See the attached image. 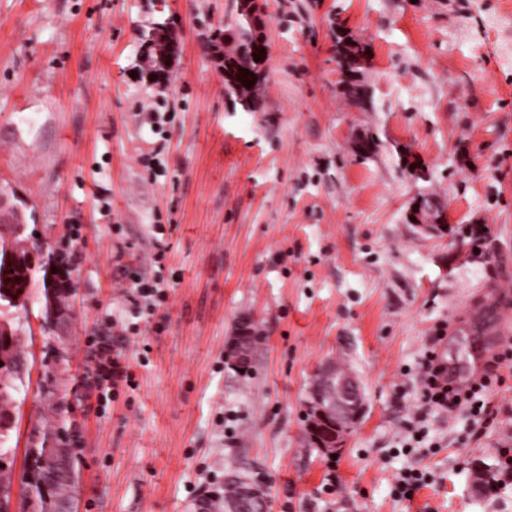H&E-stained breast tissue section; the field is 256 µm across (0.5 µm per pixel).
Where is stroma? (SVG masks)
<instances>
[{
    "label": "stroma",
    "mask_w": 512,
    "mask_h": 512,
    "mask_svg": "<svg viewBox=\"0 0 512 512\" xmlns=\"http://www.w3.org/2000/svg\"><path fill=\"white\" fill-rule=\"evenodd\" d=\"M233 2L0 0V195L34 272L24 305L0 306L22 358L14 472L50 424L79 432L75 512H195L229 472L262 478L270 512H512V481L473 487L474 464L512 448V367L490 365L512 347V0H262L259 112L233 110L214 54ZM158 22L178 42L164 85L138 72ZM341 34L371 49L364 110L343 89ZM421 196L447 233L410 224ZM57 260L59 328L44 321ZM121 260L167 298L160 331L113 328L135 385L100 397L86 341L126 306ZM246 316L245 373L224 351ZM467 345L486 349L484 415L426 411L425 351L453 369ZM328 361L364 397L333 456L305 436ZM412 418L424 442L404 455ZM408 466L431 474L410 500L392 492Z\"/></svg>",
    "instance_id": "obj_1"
}]
</instances>
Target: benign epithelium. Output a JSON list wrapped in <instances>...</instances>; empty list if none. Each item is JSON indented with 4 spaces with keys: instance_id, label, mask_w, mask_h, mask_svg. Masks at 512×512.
<instances>
[{
    "instance_id": "benign-epithelium-1",
    "label": "benign epithelium",
    "mask_w": 512,
    "mask_h": 512,
    "mask_svg": "<svg viewBox=\"0 0 512 512\" xmlns=\"http://www.w3.org/2000/svg\"><path fill=\"white\" fill-rule=\"evenodd\" d=\"M248 21L252 36L260 44L266 39V23L260 0H237L235 14L227 19L224 29V43H229L236 32L240 20ZM178 50L177 42L168 28L155 25L147 37L140 55V66L146 78L152 82L164 83L169 79V61ZM409 221L426 233H446L448 225L444 215L434 206L426 205L424 199L416 200L408 213ZM251 321L244 318L238 322V332L229 338L225 355L234 366H245L253 358L254 343L249 336ZM7 343L0 345V363L12 360L13 351L9 343L14 334L10 326L0 321V337ZM362 410V396L357 379L345 370L333 366L319 373L315 385L310 390L306 402L307 427L316 435L322 436L319 446L329 454L343 448L346 435L357 422ZM251 504L250 512H269L270 500L265 486L245 483L241 487L239 501L229 504L227 512H243L242 506Z\"/></svg>"
}]
</instances>
